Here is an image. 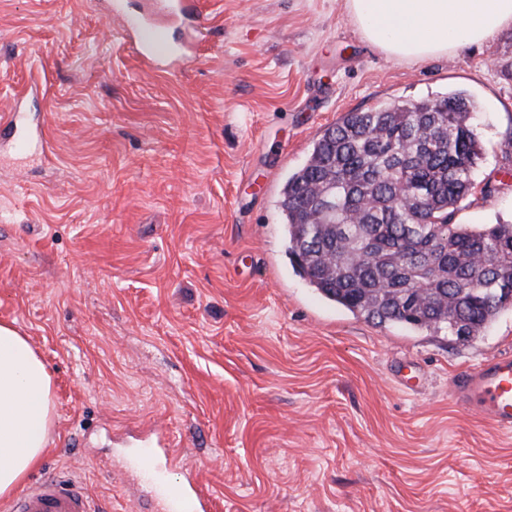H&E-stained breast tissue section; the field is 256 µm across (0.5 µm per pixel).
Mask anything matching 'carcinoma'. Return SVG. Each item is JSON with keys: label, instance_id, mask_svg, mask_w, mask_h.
<instances>
[{"label": "carcinoma", "instance_id": "obj_1", "mask_svg": "<svg viewBox=\"0 0 512 512\" xmlns=\"http://www.w3.org/2000/svg\"><path fill=\"white\" fill-rule=\"evenodd\" d=\"M461 91L348 112L279 201L297 272L379 326L473 338L512 305V224L454 223L482 146ZM435 246L419 281L413 248Z\"/></svg>", "mask_w": 512, "mask_h": 512}]
</instances>
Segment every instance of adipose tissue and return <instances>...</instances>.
<instances>
[{"mask_svg": "<svg viewBox=\"0 0 512 512\" xmlns=\"http://www.w3.org/2000/svg\"><path fill=\"white\" fill-rule=\"evenodd\" d=\"M363 38L391 59L421 63L481 45L512 27V0H345ZM53 423L52 378L29 341L0 323V498L40 461Z\"/></svg>", "mask_w": 512, "mask_h": 512, "instance_id": "obj_1", "label": "adipose tissue"}]
</instances>
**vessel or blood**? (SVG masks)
I'll return each instance as SVG.
<instances>
[{
  "mask_svg": "<svg viewBox=\"0 0 512 512\" xmlns=\"http://www.w3.org/2000/svg\"><path fill=\"white\" fill-rule=\"evenodd\" d=\"M163 9L171 23L192 19L194 26H201L203 16L198 0H162ZM125 40L143 60L151 65L166 60L187 64L192 55L189 49L171 54L168 48L166 27L146 23L135 18L124 21ZM0 135L11 138L19 149H26L31 140L42 139L38 130L28 129L20 112H13L5 124L0 125ZM457 402L469 409L486 414L499 427H512V355H499L481 361L466 371L454 385ZM176 496L186 512H211V498L200 490L198 484L179 486ZM10 512H96L83 487L74 480L55 477L45 478L27 488L12 503Z\"/></svg>",
  "mask_w": 512,
  "mask_h": 512,
  "instance_id": "obj_1",
  "label": "vessel or blood"
}]
</instances>
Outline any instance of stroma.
<instances>
[{
  "mask_svg": "<svg viewBox=\"0 0 512 512\" xmlns=\"http://www.w3.org/2000/svg\"><path fill=\"white\" fill-rule=\"evenodd\" d=\"M345 0H215L200 57L145 64L102 0H0V122L26 102L46 156L0 139V322L53 383L27 483L100 512L166 508L131 456L163 444L214 512H512V430L451 397L512 355V309L462 342L377 326L293 269L278 209L347 112L462 91L479 105L459 224L512 221V28L411 64Z\"/></svg>",
  "mask_w": 512,
  "mask_h": 512,
  "instance_id": "obj_1",
  "label": "stroma"
}]
</instances>
